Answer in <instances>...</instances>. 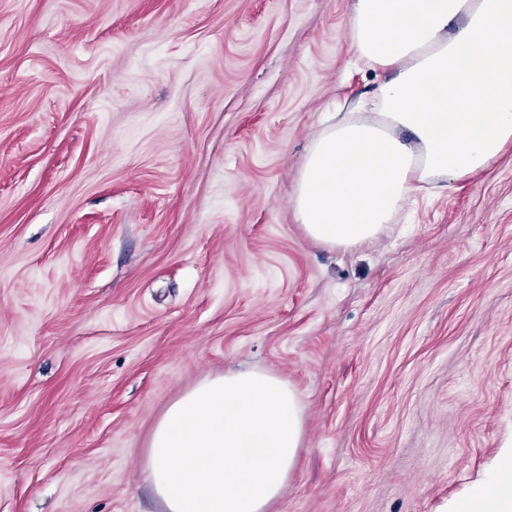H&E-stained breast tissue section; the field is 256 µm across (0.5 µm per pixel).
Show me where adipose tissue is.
Masks as SVG:
<instances>
[{
    "label": "adipose tissue",
    "instance_id": "ef3b65f1",
    "mask_svg": "<svg viewBox=\"0 0 512 512\" xmlns=\"http://www.w3.org/2000/svg\"><path fill=\"white\" fill-rule=\"evenodd\" d=\"M350 48L386 77L368 109L309 143L290 206L308 239H377L413 192L512 147V0H354ZM303 442L299 397L260 371L208 378L154 425L146 468L165 512H267ZM448 512H512V448Z\"/></svg>",
    "mask_w": 512,
    "mask_h": 512
}]
</instances>
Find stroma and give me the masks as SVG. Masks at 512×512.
I'll list each match as a JSON object with an SVG mask.
<instances>
[{
  "label": "stroma",
  "mask_w": 512,
  "mask_h": 512,
  "mask_svg": "<svg viewBox=\"0 0 512 512\" xmlns=\"http://www.w3.org/2000/svg\"><path fill=\"white\" fill-rule=\"evenodd\" d=\"M352 0H0V512H163L146 443L229 369L288 381L269 512H446L512 442V149L378 240L288 205L369 101Z\"/></svg>",
  "instance_id": "1"
}]
</instances>
